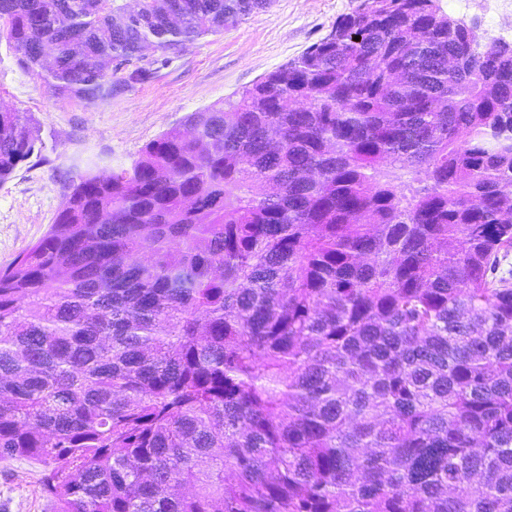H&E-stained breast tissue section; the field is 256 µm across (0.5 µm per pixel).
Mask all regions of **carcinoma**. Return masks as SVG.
Here are the masks:
<instances>
[{
	"label": "carcinoma",
	"instance_id": "carcinoma-1",
	"mask_svg": "<svg viewBox=\"0 0 512 512\" xmlns=\"http://www.w3.org/2000/svg\"><path fill=\"white\" fill-rule=\"evenodd\" d=\"M269 4L0 0V26L90 104ZM37 142L0 110V184ZM68 188L0 270V461L43 464L55 512H512V42L362 0Z\"/></svg>",
	"mask_w": 512,
	"mask_h": 512
}]
</instances>
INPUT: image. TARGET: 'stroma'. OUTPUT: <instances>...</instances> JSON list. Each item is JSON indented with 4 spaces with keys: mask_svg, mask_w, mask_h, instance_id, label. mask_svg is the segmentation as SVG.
<instances>
[{
    "mask_svg": "<svg viewBox=\"0 0 512 512\" xmlns=\"http://www.w3.org/2000/svg\"><path fill=\"white\" fill-rule=\"evenodd\" d=\"M361 0H271L259 14L187 45L149 78L86 104L55 94L39 71L20 67L0 34V109L27 113L40 151L0 185V268L48 232L69 180L129 167L149 141L252 85L325 37ZM495 0H468L454 15L478 20L485 43L512 41V19H495ZM44 468L26 459L0 464V512H52Z\"/></svg>",
    "mask_w": 512,
    "mask_h": 512,
    "instance_id": "stroma-1",
    "label": "stroma"
}]
</instances>
